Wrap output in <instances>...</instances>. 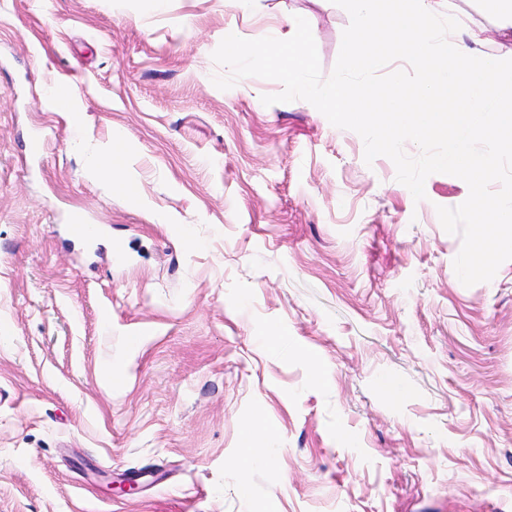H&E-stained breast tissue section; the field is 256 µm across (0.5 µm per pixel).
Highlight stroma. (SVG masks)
<instances>
[{
  "label": "stroma",
  "mask_w": 512,
  "mask_h": 512,
  "mask_svg": "<svg viewBox=\"0 0 512 512\" xmlns=\"http://www.w3.org/2000/svg\"><path fill=\"white\" fill-rule=\"evenodd\" d=\"M297 15L330 76L332 0H0V512H512V260L459 281L467 184L414 200L280 82H212ZM117 136L130 195L75 148ZM49 98L59 111L74 112L77 94L69 83H59L53 86L49 90Z\"/></svg>",
  "instance_id": "35a3bbf8"
}]
</instances>
